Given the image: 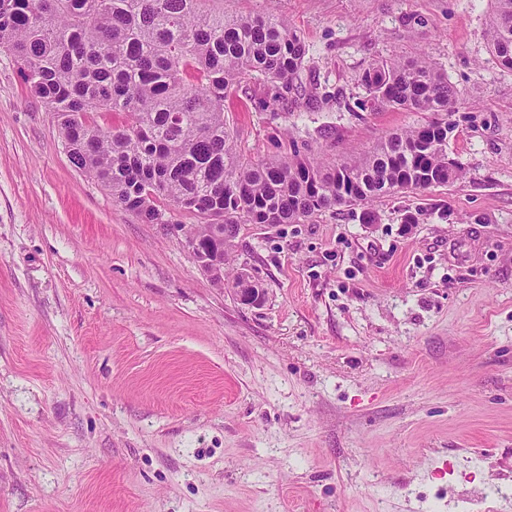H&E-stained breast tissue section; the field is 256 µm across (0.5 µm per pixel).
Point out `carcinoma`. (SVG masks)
Instances as JSON below:
<instances>
[{
  "mask_svg": "<svg viewBox=\"0 0 512 512\" xmlns=\"http://www.w3.org/2000/svg\"><path fill=\"white\" fill-rule=\"evenodd\" d=\"M489 43L512 71V0H493ZM0 48L53 112L70 162L144 224L189 237L224 235V263L243 224H312L341 207L451 185L448 115L468 94L424 59H378L362 72L371 110L424 112L370 150L320 160L293 147L243 160L224 100L261 78L282 112L307 55L282 18L224 11V0H0Z\"/></svg>",
  "mask_w": 512,
  "mask_h": 512,
  "instance_id": "1",
  "label": "carcinoma"
}]
</instances>
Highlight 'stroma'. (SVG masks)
<instances>
[{
  "mask_svg": "<svg viewBox=\"0 0 512 512\" xmlns=\"http://www.w3.org/2000/svg\"><path fill=\"white\" fill-rule=\"evenodd\" d=\"M285 18L303 92L224 102L252 162L338 159L420 121L363 69L423 58L475 92L464 176L313 224L244 225L255 308L68 160L0 51V512H512V72L491 0H224ZM414 223H404L405 214Z\"/></svg>",
  "mask_w": 512,
  "mask_h": 512,
  "instance_id": "1",
  "label": "stroma"
}]
</instances>
